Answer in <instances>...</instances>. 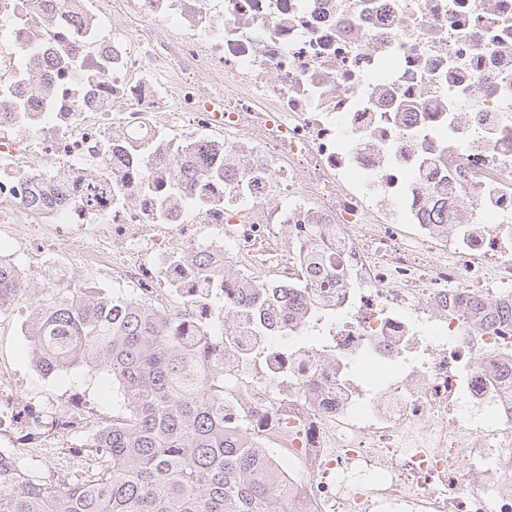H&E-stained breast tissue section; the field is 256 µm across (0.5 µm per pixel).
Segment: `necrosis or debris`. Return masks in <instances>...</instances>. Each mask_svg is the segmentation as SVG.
Returning <instances> with one entry per match:
<instances>
[{
    "label": "necrosis or debris",
    "instance_id": "obj_1",
    "mask_svg": "<svg viewBox=\"0 0 512 512\" xmlns=\"http://www.w3.org/2000/svg\"><path fill=\"white\" fill-rule=\"evenodd\" d=\"M0 28V262L223 325L224 422L289 512H512V0H0ZM243 284L301 299L289 335Z\"/></svg>",
    "mask_w": 512,
    "mask_h": 512
}]
</instances>
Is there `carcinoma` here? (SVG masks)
Listing matches in <instances>:
<instances>
[{
	"label": "carcinoma",
	"mask_w": 512,
	"mask_h": 512,
	"mask_svg": "<svg viewBox=\"0 0 512 512\" xmlns=\"http://www.w3.org/2000/svg\"><path fill=\"white\" fill-rule=\"evenodd\" d=\"M34 305L25 329L45 374L104 370L127 411L96 427V471L40 477L0 456V512H287L286 478L247 433L224 427V335H180V323L110 294L34 298L0 264V315ZM286 301L262 293L254 312Z\"/></svg>",
	"instance_id": "carcinoma-1"
}]
</instances>
